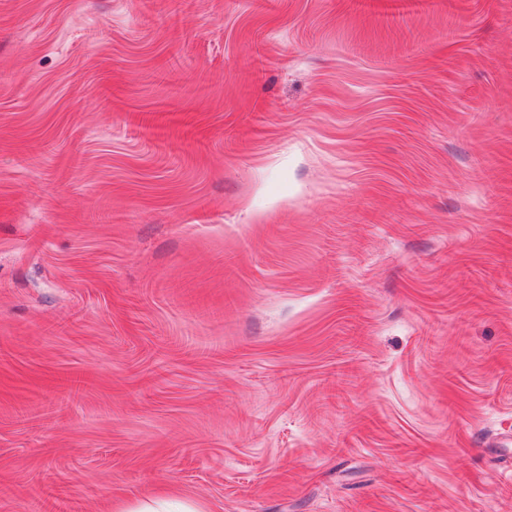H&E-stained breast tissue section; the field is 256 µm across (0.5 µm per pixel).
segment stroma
Returning <instances> with one entry per match:
<instances>
[{
    "instance_id": "35a3bbf8",
    "label": "stroma",
    "mask_w": 512,
    "mask_h": 512,
    "mask_svg": "<svg viewBox=\"0 0 512 512\" xmlns=\"http://www.w3.org/2000/svg\"><path fill=\"white\" fill-rule=\"evenodd\" d=\"M512 512V0H0V512Z\"/></svg>"
}]
</instances>
